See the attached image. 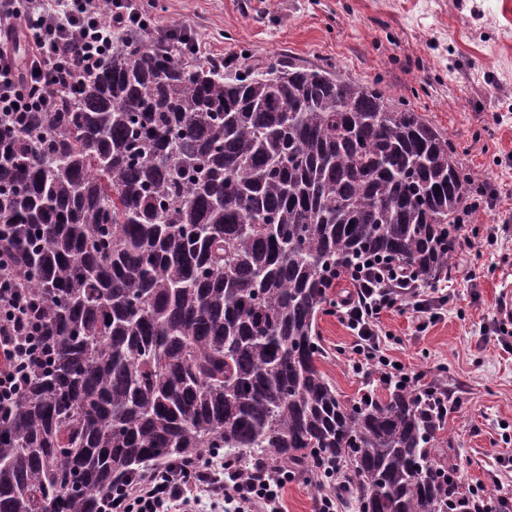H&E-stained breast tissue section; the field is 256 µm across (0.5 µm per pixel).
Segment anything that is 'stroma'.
<instances>
[{
  "label": "stroma",
  "mask_w": 512,
  "mask_h": 512,
  "mask_svg": "<svg viewBox=\"0 0 512 512\" xmlns=\"http://www.w3.org/2000/svg\"><path fill=\"white\" fill-rule=\"evenodd\" d=\"M155 29L182 25L210 53L249 66L294 61L374 86L425 115L454 144L475 183L494 194L465 219L480 247L458 252L428 295L440 316L420 328L411 307L383 312L382 348L423 371L455 402L438 433L465 485L496 471L512 497V335L498 329L512 284V0H156ZM495 240H487L488 229ZM318 322L319 368L341 399L367 386L350 362L353 336L336 315Z\"/></svg>",
  "instance_id": "obj_1"
}]
</instances>
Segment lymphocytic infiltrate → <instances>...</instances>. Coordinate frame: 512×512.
I'll return each instance as SVG.
<instances>
[{"mask_svg": "<svg viewBox=\"0 0 512 512\" xmlns=\"http://www.w3.org/2000/svg\"><path fill=\"white\" fill-rule=\"evenodd\" d=\"M147 28L137 0H0V113L45 111L51 94L73 92L86 73L107 60L114 31ZM20 37L28 46L22 60L15 49ZM348 279L352 289L337 313L354 336L355 369L372 383L420 386L421 373L397 365L383 352L379 322L383 311L409 299L422 320H435L431 301L419 298L402 269L380 260L359 263ZM36 325L26 295L1 278L0 357L7 359L0 364L1 407L13 404L25 370L46 355L33 341ZM424 388L433 396L430 415L444 421L447 392L434 384ZM287 477L284 466L266 463L245 473L212 464L195 477L176 464L106 499L101 512H182L205 500L223 503L224 512H282Z\"/></svg>", "mask_w": 512, "mask_h": 512, "instance_id": "obj_1", "label": "lymphocytic infiltrate"}]
</instances>
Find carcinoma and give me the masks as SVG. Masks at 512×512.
<instances>
[{"label":"carcinoma","instance_id":"cac0c4a2","mask_svg":"<svg viewBox=\"0 0 512 512\" xmlns=\"http://www.w3.org/2000/svg\"><path fill=\"white\" fill-rule=\"evenodd\" d=\"M49 108L0 114V273L50 347L0 411V512H99L210 453L318 485L325 455L353 512H451L419 397L341 400L317 332L361 256L448 271L470 174L447 135L325 68L143 37Z\"/></svg>","mask_w":512,"mask_h":512}]
</instances>
